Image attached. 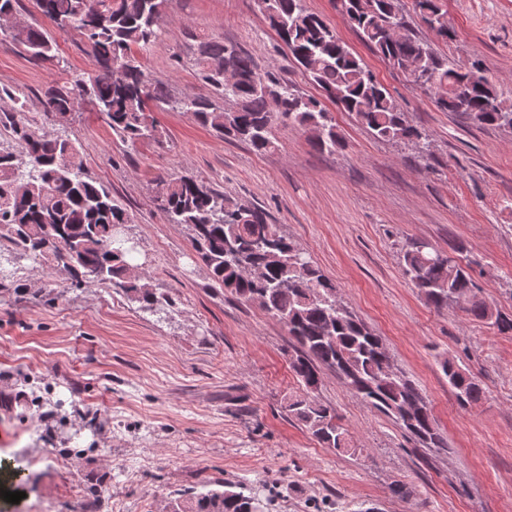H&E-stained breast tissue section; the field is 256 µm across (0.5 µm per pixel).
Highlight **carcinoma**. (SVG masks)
Instances as JSON below:
<instances>
[{
    "label": "carcinoma",
    "instance_id": "obj_1",
    "mask_svg": "<svg viewBox=\"0 0 512 512\" xmlns=\"http://www.w3.org/2000/svg\"><path fill=\"white\" fill-rule=\"evenodd\" d=\"M54 26L66 22L80 32L97 69L50 86L40 100L45 118L70 114L87 101L124 143L159 142L164 130L152 106L168 102L165 85L151 78L143 63L167 17L169 0H37ZM350 26L389 66L411 79L438 108L469 122L512 131V104L482 73L478 63L448 65L406 24L400 0H333ZM264 20L316 84L323 99L308 96L273 72L261 73L250 56L231 44L209 41L194 59L198 77L214 98L188 96L175 108L225 140L248 145L256 153L275 148L273 125L281 122L309 136L318 152L341 147L325 102L353 115L376 139L403 141L428 151L422 132L412 125L389 90L304 0H258ZM413 9L442 39L451 37L442 0H413ZM403 28L390 35L393 24ZM10 37L32 57L55 60V41L39 27L25 24ZM0 130L17 152L0 150V285L17 281L15 261L45 259L75 282L88 275L117 287L140 308L160 313L167 295L144 275L133 277L129 258L134 246L124 238L126 209L86 172L77 141L34 129L13 107L0 112ZM155 201L167 223L192 231L194 249L214 287L257 304L278 319L294 341L289 369L301 386L288 398V415L324 448L354 454L336 409L317 396L327 369L368 407L391 419L408 439L424 448L445 447L427 397L410 379L383 375L391 361L381 338L348 308L336 304L338 291L306 252L268 221L257 208L234 202L203 179H156ZM405 277L428 305L440 310L455 298L467 299L463 311L476 321L495 320L512 332V320L493 317L478 295L467 269L426 242L413 241L401 255ZM440 368L462 408L482 400L484 388L474 373L443 357ZM419 405L424 420L411 429L395 409ZM172 512H259V503L241 487L218 481L205 492L189 490Z\"/></svg>",
    "mask_w": 512,
    "mask_h": 512
}]
</instances>
